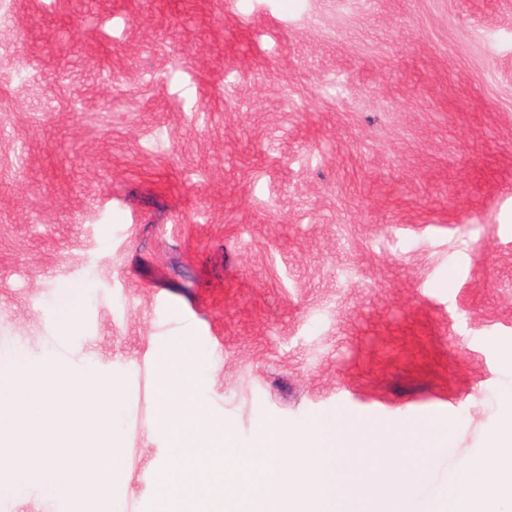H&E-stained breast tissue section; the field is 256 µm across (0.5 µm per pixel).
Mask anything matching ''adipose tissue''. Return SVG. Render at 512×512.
<instances>
[{
    "label": "adipose tissue",
    "instance_id": "adipose-tissue-1",
    "mask_svg": "<svg viewBox=\"0 0 512 512\" xmlns=\"http://www.w3.org/2000/svg\"><path fill=\"white\" fill-rule=\"evenodd\" d=\"M502 424L491 437L489 457L466 460L464 475L429 506L427 512H490L503 495L512 496V395L499 404Z\"/></svg>",
    "mask_w": 512,
    "mask_h": 512
}]
</instances>
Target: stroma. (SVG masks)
Returning a JSON list of instances; mask_svg holds the SVG:
<instances>
[{
  "mask_svg": "<svg viewBox=\"0 0 512 512\" xmlns=\"http://www.w3.org/2000/svg\"><path fill=\"white\" fill-rule=\"evenodd\" d=\"M179 340L242 447L455 419L407 512L485 453L512 392V0H0V366L119 384L112 512L160 508Z\"/></svg>",
  "mask_w": 512,
  "mask_h": 512,
  "instance_id": "35a3bbf8",
  "label": "stroma"
}]
</instances>
